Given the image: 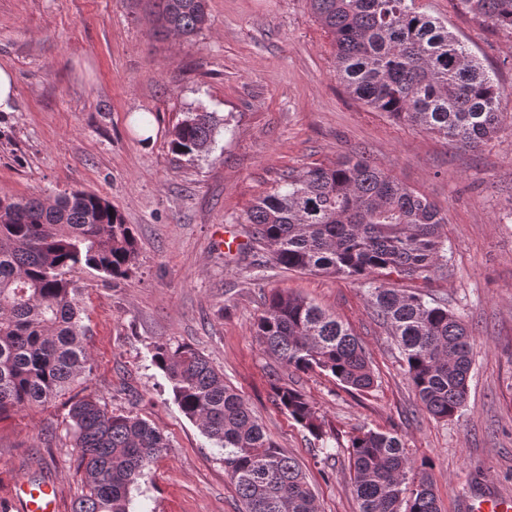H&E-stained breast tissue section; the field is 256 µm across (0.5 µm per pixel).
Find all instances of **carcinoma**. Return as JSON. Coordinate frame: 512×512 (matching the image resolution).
Segmentation results:
<instances>
[{
  "label": "carcinoma",
  "instance_id": "carcinoma-1",
  "mask_svg": "<svg viewBox=\"0 0 512 512\" xmlns=\"http://www.w3.org/2000/svg\"><path fill=\"white\" fill-rule=\"evenodd\" d=\"M157 36L190 37L208 22L206 0H147ZM462 10L512 29V0H457ZM332 37L336 77L366 106L478 149L504 121L501 90L466 46L416 0H310ZM220 119L183 113L172 149L210 151ZM251 242L287 270L351 278L364 285L376 317L400 350L415 396L448 420L467 399L473 339L448 305L387 288L380 277L428 282L448 274L445 219L424 194L368 157L313 166L259 198L246 212ZM136 240L106 199L73 191L54 199L0 198V416L42 406L90 372L83 344L78 267L123 278ZM264 352L296 371L326 372L366 392L375 377L358 339L336 316L274 291L255 322ZM153 358L181 411L224 449V469L241 512H316L300 466L280 452L243 397L186 343L158 341ZM278 405L317 440L325 421L301 391L271 380ZM85 493L72 512H130L131 490L168 447L163 433L131 411L81 398L68 410ZM360 512H439L428 463L408 455L393 432L360 429L348 441Z\"/></svg>",
  "mask_w": 512,
  "mask_h": 512
}]
</instances>
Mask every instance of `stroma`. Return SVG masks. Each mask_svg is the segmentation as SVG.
I'll return each mask as SVG.
<instances>
[{
	"instance_id": "stroma-1",
	"label": "stroma",
	"mask_w": 512,
	"mask_h": 512,
	"mask_svg": "<svg viewBox=\"0 0 512 512\" xmlns=\"http://www.w3.org/2000/svg\"><path fill=\"white\" fill-rule=\"evenodd\" d=\"M501 87L505 119L474 150L397 122L351 97L336 77L331 36L309 0H207L190 38L155 36L143 0H0V66L16 99L0 112V197L99 195L135 235L136 268L107 279L83 267L80 290L91 371L50 403L0 418V510L16 480L50 477L61 512L84 485L65 430L69 401L90 395L159 428L169 446L131 493L130 512H240L217 448L175 403L152 361L157 341L203 353L244 398L280 450L297 460L317 512H359L347 440L394 432L426 460L440 512L512 498V30L418 0ZM223 118L212 149L176 154L183 113ZM147 118L151 140L140 134ZM366 153L424 193L446 219L448 275L418 283L474 333L468 398L442 421L417 402L406 366L363 287L289 271L250 248L243 217L286 173ZM239 247L216 250L220 234ZM333 313L364 347L375 375L361 393L304 374L264 352L254 323L272 290ZM304 393L334 435L330 455L277 404L271 377Z\"/></svg>"
}]
</instances>
